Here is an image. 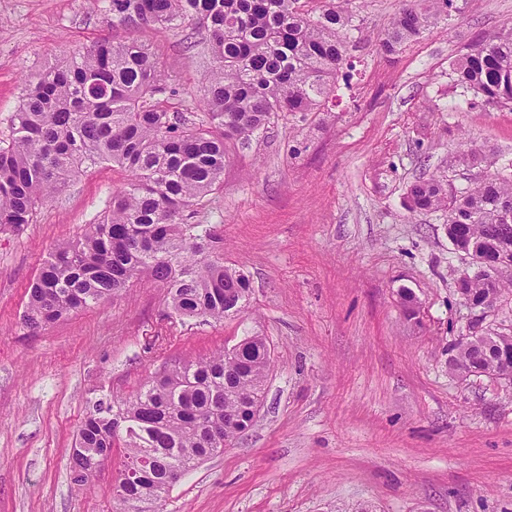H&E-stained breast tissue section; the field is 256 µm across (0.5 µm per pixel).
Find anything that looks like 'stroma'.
Returning a JSON list of instances; mask_svg holds the SVG:
<instances>
[{
	"label": "stroma",
	"mask_w": 512,
	"mask_h": 512,
	"mask_svg": "<svg viewBox=\"0 0 512 512\" xmlns=\"http://www.w3.org/2000/svg\"><path fill=\"white\" fill-rule=\"evenodd\" d=\"M401 0H367L351 83L327 112L275 118L226 147L224 184L197 216L243 271V313L170 314L142 280L38 332L28 286L53 246L97 223L124 170L99 164L0 229V512H113L114 465L85 485L68 467L90 400L134 396L162 365L265 337L271 366L254 425L187 473L165 512H512V381L461 376L448 347L475 323L512 330V293L479 318L442 213H412V182L461 189L512 166V109L460 105L450 63L512 27V0H467L392 55L378 41ZM102 40L151 44L172 82L201 97L207 44L192 30L126 27L109 0H0V132L25 81ZM411 289L416 318L398 292Z\"/></svg>",
	"instance_id": "obj_1"
}]
</instances>
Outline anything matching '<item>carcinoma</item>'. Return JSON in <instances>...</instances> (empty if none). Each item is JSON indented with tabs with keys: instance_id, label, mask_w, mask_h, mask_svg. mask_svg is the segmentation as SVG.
<instances>
[{
	"instance_id": "cac0c4a2",
	"label": "carcinoma",
	"mask_w": 512,
	"mask_h": 512,
	"mask_svg": "<svg viewBox=\"0 0 512 512\" xmlns=\"http://www.w3.org/2000/svg\"><path fill=\"white\" fill-rule=\"evenodd\" d=\"M364 0H110L119 24H154L204 33L212 62L200 101L170 82L160 54L137 42L100 41L46 68L26 83L22 105L0 140V227L33 221L41 200L66 187L83 168L110 163L129 173L103 218L55 246L29 286L23 321L37 330L103 302L130 282L166 288L175 313L227 316L224 291H250L243 273L224 267L211 224H195L193 206L224 182L229 140H246L279 114L319 112L336 80L352 77L351 36ZM463 12L460 0H407L380 40L386 53ZM455 87L470 107L512 106V29L478 43L452 63ZM491 168L496 161L463 151L451 163ZM413 213L445 215L455 245L490 247L501 227L512 238V172L485 175L460 191L442 178L409 185ZM464 293L488 297L487 274L469 275ZM448 368L469 375L476 351L448 349ZM512 366V331L494 337L488 370ZM271 365L266 340L152 373L129 399L89 405L70 453V474L83 485L120 443L125 460L113 493L118 512H163L168 475L197 466L214 448V430L231 442L262 403Z\"/></svg>"
}]
</instances>
